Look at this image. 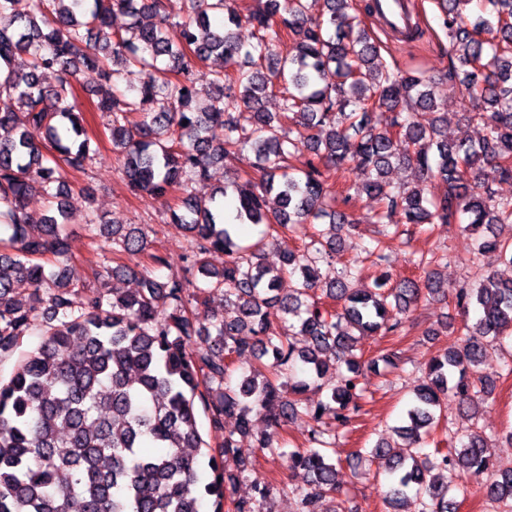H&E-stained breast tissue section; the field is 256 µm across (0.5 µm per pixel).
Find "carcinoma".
Instances as JSON below:
<instances>
[{
	"mask_svg": "<svg viewBox=\"0 0 512 512\" xmlns=\"http://www.w3.org/2000/svg\"><path fill=\"white\" fill-rule=\"evenodd\" d=\"M0 0V64L28 57L22 71L0 78V356L12 354L46 313L40 346L21 354L8 380H0V512H257L273 493L256 479L253 495L235 497L245 470L233 434L219 452L209 449L196 412L201 404L210 426L248 434L254 420L266 422L257 447L275 451L280 430L302 413L313 422V447L288 453V468L308 475L304 512L341 492L337 468L327 452L338 429L360 410L363 388L357 354L359 336H399L422 297L442 292L431 267L448 253L421 257L423 275L398 282L384 266L399 224H448L474 240L467 261L485 259L481 277L449 290L458 309L478 316L464 333L429 361L414 387L396 432L404 444L377 443L368 457L388 474V512H398L409 494L421 512H457L455 494L475 486L503 512H512V466L497 465L487 436L473 426L446 452L421 456L436 412L454 398L469 420L490 398L495 379L480 370L487 352L512 338V280L494 267L512 266V200L496 197L492 184L512 178V0H436L448 32V83L456 89L463 120L482 126L476 141L452 143L442 134L447 102L436 98L423 71L386 63L363 10L381 18L377 0H324L313 14L310 0H264L243 14L235 0ZM131 18L123 36L112 32L114 12ZM220 15L223 23L213 17ZM182 19V38L169 40L163 26ZM246 22L256 42L242 50L234 28ZM289 48L279 50L284 40ZM144 74L131 93L118 89L123 72ZM97 72L112 84L96 109L106 115L112 146L134 194L165 198L182 192L171 223L187 236L192 284L200 294L220 291L234 314L202 327L189 311L187 284L165 282L128 266L112 269L140 277L133 292L84 295L65 277L48 274L35 259L68 252L67 212L60 198L67 174L86 170L95 149L84 132L83 113L67 105L78 71ZM52 73L54 84L44 86ZM290 89L278 112L264 99L273 80ZM432 112L425 126L404 107ZM55 152L43 153L40 140ZM311 152L297 176L290 148ZM246 149L258 176L231 183L236 223H224L227 187L197 195L209 168ZM419 173L413 186L393 189L386 180L393 164ZM359 167L366 179L355 190L376 201L373 223L382 226L370 252L377 268L372 283L349 287L361 270L344 264L323 278L319 264L342 248L338 231L353 227L341 205L349 189L333 190L323 169ZM442 193L427 196L425 184ZM56 202V211L36 223L31 200ZM328 221V229L299 247L288 233ZM251 224L282 241V267L261 258L262 242L244 246L239 230ZM86 230L137 255L148 245L138 224H110L92 212ZM221 253L224 266L208 257ZM296 287L281 292L285 276ZM27 281L28 296L16 291ZM327 298L330 306L321 301ZM278 308L272 326L267 309ZM304 336L310 345L291 341ZM266 358L267 372L254 371L237 385L229 381L232 356ZM335 387L310 405L307 393L323 391L328 373ZM237 472L226 469L227 458ZM207 468L210 479L199 483Z\"/></svg>",
	"mask_w": 512,
	"mask_h": 512,
	"instance_id": "1",
	"label": "carcinoma"
}]
</instances>
